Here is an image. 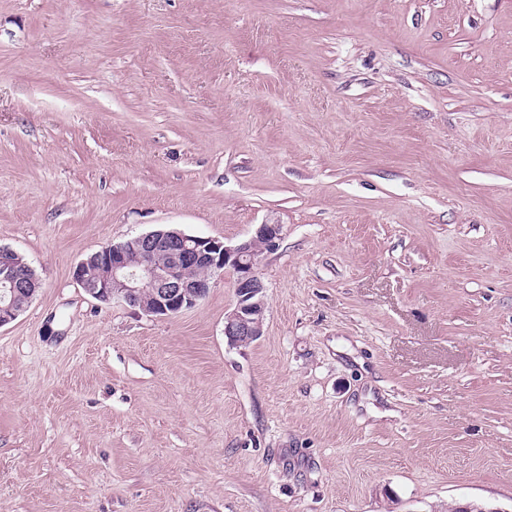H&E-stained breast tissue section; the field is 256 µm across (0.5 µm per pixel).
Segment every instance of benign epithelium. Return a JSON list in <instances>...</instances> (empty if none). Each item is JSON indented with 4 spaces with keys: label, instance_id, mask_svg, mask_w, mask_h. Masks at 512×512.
Returning a JSON list of instances; mask_svg holds the SVG:
<instances>
[{
    "label": "benign epithelium",
    "instance_id": "obj_1",
    "mask_svg": "<svg viewBox=\"0 0 512 512\" xmlns=\"http://www.w3.org/2000/svg\"><path fill=\"white\" fill-rule=\"evenodd\" d=\"M280 238L279 224H262L255 236L235 245L176 229L154 230L90 254L74 276L100 302L169 317L196 306L213 277L230 267L236 274V301L224 316V336L229 344L241 345L263 334L266 298L258 266ZM21 265L17 252L0 246V326L14 320L39 288L37 279L18 274ZM145 292L151 297L148 306L141 302Z\"/></svg>",
    "mask_w": 512,
    "mask_h": 512
}]
</instances>
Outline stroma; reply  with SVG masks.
Instances as JSON below:
<instances>
[{"label":"stroma","mask_w":512,"mask_h":512,"mask_svg":"<svg viewBox=\"0 0 512 512\" xmlns=\"http://www.w3.org/2000/svg\"><path fill=\"white\" fill-rule=\"evenodd\" d=\"M264 254L90 297L161 227ZM0 512H512V0H0ZM280 233L281 225L261 224L255 236L226 245L176 229L154 230L90 254L77 265L74 276L100 302L124 303L169 317L196 306L207 295L213 277L230 267L236 274V301L224 316V336L230 345H241L263 334L266 294L258 266L263 254L277 248ZM197 269L206 275L197 279L184 275ZM144 292L150 294L149 306L141 302ZM21 256L8 247L0 246V326L14 320L32 301L39 288L36 278L18 274Z\"/></svg>","instance_id":"35a3bbf8"}]
</instances>
